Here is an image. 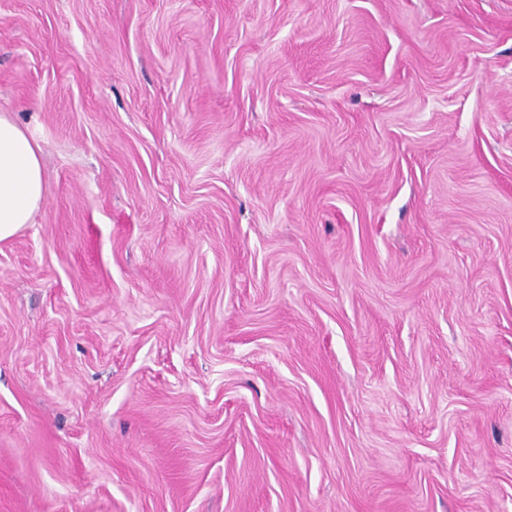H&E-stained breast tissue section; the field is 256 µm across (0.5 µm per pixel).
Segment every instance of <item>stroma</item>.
<instances>
[{
    "mask_svg": "<svg viewBox=\"0 0 512 512\" xmlns=\"http://www.w3.org/2000/svg\"><path fill=\"white\" fill-rule=\"evenodd\" d=\"M1 112L0 512H512V0H0ZM45 195L40 144L11 116L0 113V242L33 223Z\"/></svg>",
    "mask_w": 512,
    "mask_h": 512,
    "instance_id": "35a3bbf8",
    "label": "stroma"
}]
</instances>
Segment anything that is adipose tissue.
I'll use <instances>...</instances> for the list:
<instances>
[{
    "label": "adipose tissue",
    "mask_w": 512,
    "mask_h": 512,
    "mask_svg": "<svg viewBox=\"0 0 512 512\" xmlns=\"http://www.w3.org/2000/svg\"><path fill=\"white\" fill-rule=\"evenodd\" d=\"M45 195L40 144L11 116L0 113V242L32 223Z\"/></svg>",
    "instance_id": "obj_1"
}]
</instances>
